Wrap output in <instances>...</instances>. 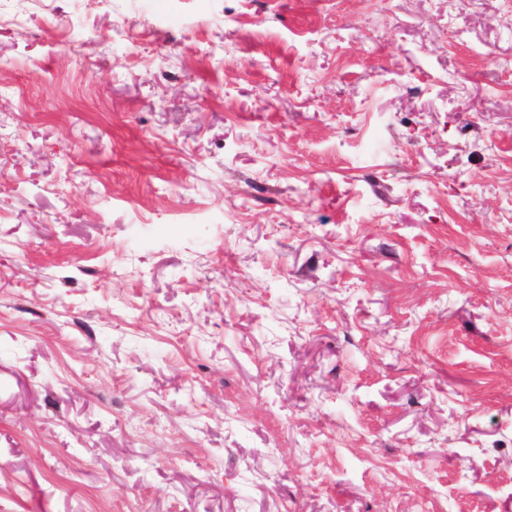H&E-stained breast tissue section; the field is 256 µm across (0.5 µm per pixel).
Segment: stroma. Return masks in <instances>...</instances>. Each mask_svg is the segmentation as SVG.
<instances>
[{
	"label": "stroma",
	"mask_w": 512,
	"mask_h": 512,
	"mask_svg": "<svg viewBox=\"0 0 512 512\" xmlns=\"http://www.w3.org/2000/svg\"><path fill=\"white\" fill-rule=\"evenodd\" d=\"M0 512H512V0H0Z\"/></svg>",
	"instance_id": "1"
}]
</instances>
